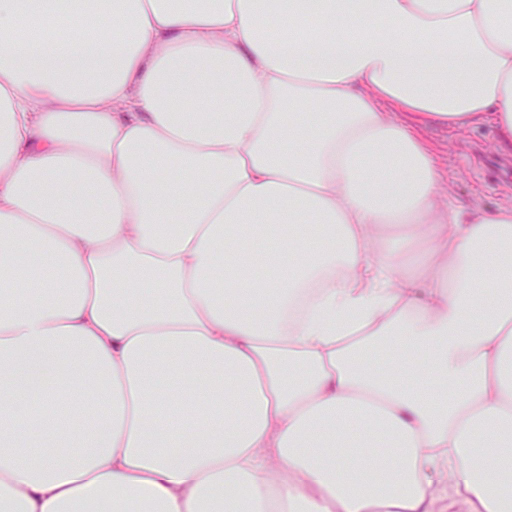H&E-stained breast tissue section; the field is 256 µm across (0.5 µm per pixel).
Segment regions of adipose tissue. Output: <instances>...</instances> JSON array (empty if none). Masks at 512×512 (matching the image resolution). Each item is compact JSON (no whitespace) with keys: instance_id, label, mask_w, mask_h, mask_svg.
Listing matches in <instances>:
<instances>
[{"instance_id":"1","label":"adipose tissue","mask_w":512,"mask_h":512,"mask_svg":"<svg viewBox=\"0 0 512 512\" xmlns=\"http://www.w3.org/2000/svg\"><path fill=\"white\" fill-rule=\"evenodd\" d=\"M111 3L0 0V512H512V0ZM423 136L440 159L448 183L449 198L477 207L512 206V153L496 149L495 132L489 122L465 130L427 125ZM487 159L510 167V180H501Z\"/></svg>"}]
</instances>
